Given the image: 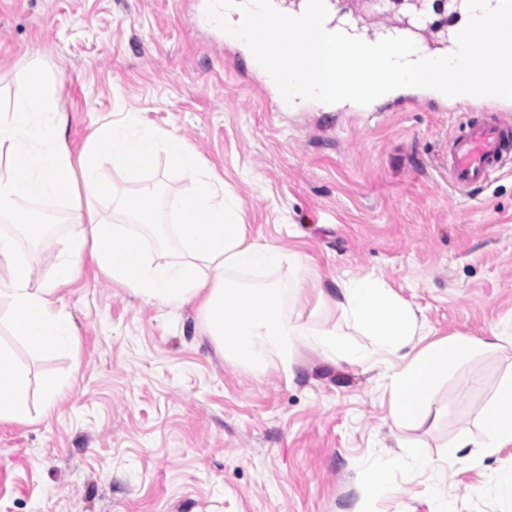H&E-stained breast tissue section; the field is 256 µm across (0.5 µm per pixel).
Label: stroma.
<instances>
[{"label":"stroma","instance_id":"1","mask_svg":"<svg viewBox=\"0 0 512 512\" xmlns=\"http://www.w3.org/2000/svg\"><path fill=\"white\" fill-rule=\"evenodd\" d=\"M195 0H0V105L32 69L53 77L72 153L125 117L180 136L233 189L249 239L306 254L305 309L365 347L333 305L337 280L374 274L416 311L424 342L460 334L476 353L452 363L410 428L389 417L387 372L300 348L292 374L224 359L195 305L144 304L85 262L54 300L75 354L19 347L39 399L44 379L72 389L50 416L0 423V512H432L434 477L392 476L381 501L361 478L406 444L442 458L479 433L512 374L492 331L512 320V153L477 191L448 181V141L512 99L477 106L403 91L404 108L314 105L282 112L248 56L226 58L220 32L195 25ZM119 193L159 190L157 220L191 189L165 155L138 174L105 166ZM512 467V447L448 468L453 512H500L481 492Z\"/></svg>","mask_w":512,"mask_h":512}]
</instances>
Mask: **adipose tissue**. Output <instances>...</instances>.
Here are the masks:
<instances>
[{"label": "adipose tissue", "instance_id": "adipose-tissue-1", "mask_svg": "<svg viewBox=\"0 0 512 512\" xmlns=\"http://www.w3.org/2000/svg\"><path fill=\"white\" fill-rule=\"evenodd\" d=\"M160 153L194 186L175 202L172 233L181 252L177 261L156 263L146 257L148 237L143 228L155 221L151 189L121 198L120 207L130 218L126 224H111L74 208L54 277L41 285L34 282L33 267L17 234L0 232V300L8 303L12 335L11 340L0 339V423H24L32 417L31 381L28 370L17 362V344L38 355L76 347L70 316L53 297L74 279L87 255L113 283L145 303L169 310L196 304L215 348L248 369L264 371L275 360L285 372H292L303 346L327 360L360 367L390 363L389 415L398 425L414 423L426 413L427 395L447 375L450 362L476 351L475 342L466 337L422 344L414 308L373 275L337 284L347 322L370 339L365 348L305 317L297 305L301 283L285 289L235 280V273L245 271L283 266L299 271L307 257L273 242L247 241L234 192L213 183L200 159L172 132L138 120L108 121L96 128L80 156H73L63 135L58 98L49 79L37 70L29 73L9 106L0 108V155L8 158L0 172V218H15L21 202L67 199L78 189L89 201L110 196L111 187L101 174L104 163L139 172ZM510 447L512 378L496 392L481 437L460 430L440 464L416 447L387 457L365 471L364 492L373 499L383 497L390 490L393 471L415 466L439 472L466 448L495 455Z\"/></svg>", "mask_w": 512, "mask_h": 512}]
</instances>
